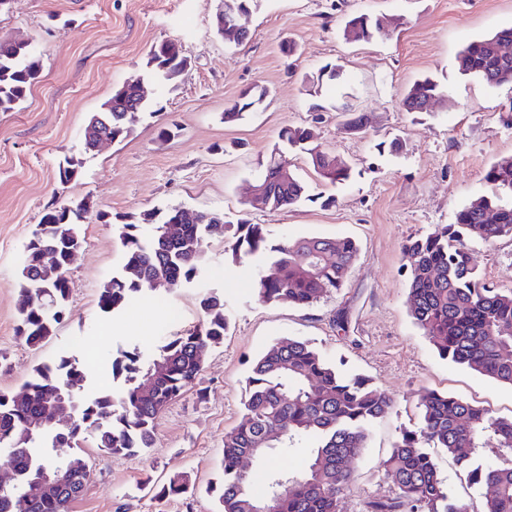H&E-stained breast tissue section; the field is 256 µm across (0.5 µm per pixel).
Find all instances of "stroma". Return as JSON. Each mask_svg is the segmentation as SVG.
Wrapping results in <instances>:
<instances>
[{"mask_svg": "<svg viewBox=\"0 0 512 512\" xmlns=\"http://www.w3.org/2000/svg\"><path fill=\"white\" fill-rule=\"evenodd\" d=\"M218 3L13 0L0 12V36L29 39L41 68L22 107L0 112V392H19L35 366L74 353L77 340L89 353L85 394L111 387L113 354L135 349L150 357L165 338L196 327L200 294L215 292L229 322L223 344L209 352L192 388L159 414L151 448L111 455L86 447L93 475L73 512H217L206 488L222 473L224 435L241 415L245 380L258 355L285 337L369 377L394 401L372 426L339 504V512H368L370 502L394 493L382 463L400 429L417 422L425 391L512 415V387L441 359L413 324L403 251L407 239L453 223L472 199L496 194L484 174L512 155L505 122L512 85L487 86L460 74L454 60L475 38L512 26V0H261L242 19L249 37L240 44L214 35ZM357 13L391 24L372 41H346L345 21ZM162 40L182 44L189 69L172 84L147 82L153 113L124 141L82 155L79 178L60 185L58 164L79 153L88 117L117 86L143 74L150 47ZM329 63L340 65L339 78L310 92V79ZM426 75L447 99L428 112L404 111L406 90ZM256 85L268 89L263 103L225 123V109ZM347 114L363 116L362 130L344 128ZM287 126L308 128L315 143L351 164L349 181L324 187L303 157L294 159L295 174L311 192L334 196V205H246L260 161ZM395 137L403 144L397 152L389 147ZM85 198L93 215L69 269L65 319L55 335L30 346L17 331L13 286L24 247L48 210ZM172 207L264 225L273 245L349 237L359 255L342 288L316 305H263L252 262L233 263L223 243L206 238L201 282L158 288L118 316L102 313L99 289L124 263L119 225ZM470 249L488 284L512 288V237L474 241ZM179 474L189 476L192 491L158 497V487Z\"/></svg>", "mask_w": 512, "mask_h": 512, "instance_id": "35a3bbf8", "label": "stroma"}]
</instances>
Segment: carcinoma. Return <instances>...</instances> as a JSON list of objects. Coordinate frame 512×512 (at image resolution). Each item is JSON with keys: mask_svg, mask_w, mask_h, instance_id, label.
<instances>
[{"mask_svg": "<svg viewBox=\"0 0 512 512\" xmlns=\"http://www.w3.org/2000/svg\"><path fill=\"white\" fill-rule=\"evenodd\" d=\"M380 33L378 18L362 13L349 19L346 40L369 42ZM512 43V27L475 40L460 50L456 66L491 87L512 84V55L501 56L498 47ZM183 57L161 43L148 53L145 76L174 83L183 74ZM41 72L25 46L0 44V112H11L40 82ZM267 93L255 86L247 97L224 112V122L243 117V108ZM445 97L431 77L420 78L402 99V108L416 112L429 99ZM112 111L105 113L112 139L122 141L134 130L148 104L137 106L133 84L112 92ZM305 154L319 178L330 184L351 177V167L338 155L310 140L304 128L285 127L279 142L263 162L268 184L265 206L280 209L302 201L328 197L312 195L293 170L288 179L277 175L289 153ZM485 180L497 191L512 195V156L495 161ZM179 208L164 214L145 213L141 224L153 225L144 237L140 224L119 227L124 247L122 273L112 276L99 291V307L117 314L131 302L145 298L151 284L161 278L170 289L197 280L204 271L199 240L208 235L224 242L233 262L271 253L269 266L253 268L255 296L264 305L288 303L310 307L341 287L357 255L348 238L308 237L267 247L261 224L180 223L177 238L164 236V226ZM512 237V204L498 197L482 196L457 211L455 222L406 245L410 259L409 313L443 359L462 365L503 385L512 387V289L487 284L472 263L468 243ZM82 243L76 224L56 222V209L46 212L24 248L14 287L23 303L18 310V331L31 346L53 335L65 317L70 296L68 279L72 250ZM52 250L61 275L45 279L41 254ZM203 320L199 327L166 338L147 360L139 352L118 351L112 356V380H122L119 392L104 389L94 397L82 395L85 365L75 356H62L51 365L32 370L15 395L0 392V447L7 452L17 478L0 487V512H69L85 491L90 469L82 455L89 443L110 454H133L152 446L158 414L189 389L203 368L200 351L224 341L227 318L224 298L206 292L199 299ZM392 408V400L366 376L336 368L308 342L294 338L271 344L254 361L247 378L241 417L224 435L223 475L208 487L218 498V512H251L259 500H267L272 512H337L349 490L353 470L347 461L357 460L367 448L372 424ZM420 420L400 431L384 461L393 479L394 495L370 503V512H470V505L453 497L441 476L438 456L443 453L462 466L467 482L476 487L482 512H512V416L500 417L489 409L447 393L428 391L420 400ZM50 422L38 431L29 423L43 412ZM493 442L498 453L482 458L480 452ZM306 443L309 451L304 472L272 470L265 491L257 496L245 465L269 453H287ZM74 448L64 459L56 448ZM52 467L58 476L55 490L38 497L22 491ZM186 475L170 478L160 494L172 497L187 492Z\"/></svg>", "mask_w": 512, "mask_h": 512, "instance_id": "obj_1", "label": "carcinoma"}]
</instances>
